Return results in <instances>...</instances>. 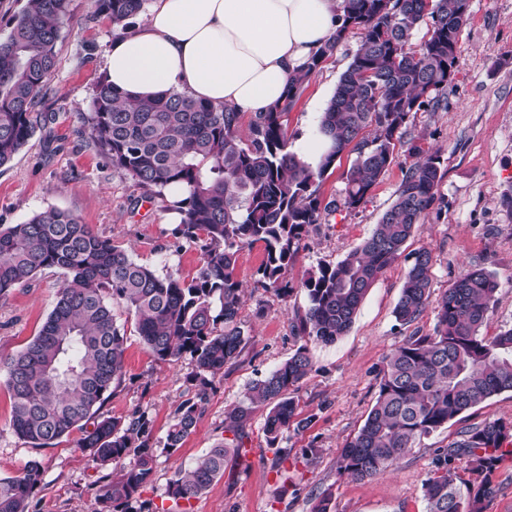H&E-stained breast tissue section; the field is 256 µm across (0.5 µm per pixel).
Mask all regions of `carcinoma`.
Returning a JSON list of instances; mask_svg holds the SVG:
<instances>
[{"instance_id": "carcinoma-1", "label": "carcinoma", "mask_w": 512, "mask_h": 512, "mask_svg": "<svg viewBox=\"0 0 512 512\" xmlns=\"http://www.w3.org/2000/svg\"><path fill=\"white\" fill-rule=\"evenodd\" d=\"M147 0H96L115 25H127ZM68 0H27L0 42V166L12 161L46 116L37 111L56 65L57 43ZM342 24L305 68L290 77L285 102L248 120L185 94L141 100L120 95L107 80L98 84L92 110L80 113L95 147L158 196L183 188L172 207L181 215L173 235L199 246L202 265L186 280L159 274L93 232L72 213L50 209L22 224H0V296L46 269L66 276L38 334L10 359L6 388L12 429L36 448L54 444L74 429L89 459L101 468L100 503L131 506L151 481L157 448L151 421L102 416L99 411L124 375V332L115 310L134 317L136 329L161 362L186 355L195 362L189 381L196 399L177 409L162 451L172 454L194 431L206 396V374L235 363L247 343L238 320L243 303L236 279L237 251L261 242L266 260L258 270L264 287L286 297L283 275L302 234L321 219L318 195L324 175L346 150L356 159L346 175L343 205L356 208L394 160L399 131L410 115L441 106L456 64L459 35L469 0H343ZM425 40L413 47L415 33ZM361 45L342 74L318 126L325 151L311 165L289 151L283 118L322 62L349 29ZM440 156L425 154L405 172L392 205L373 233L335 264L324 263L302 283L307 305L299 334L332 343L351 327L369 289L404 251L407 240L437 201ZM431 252L415 254L395 307L403 325L417 320L432 295ZM498 282L482 268L464 270L436 299L432 333L411 336L385 359L376 378L374 405L354 438L342 448L338 471L365 479L392 467L408 449L449 421L502 392H512V328L481 335ZM313 369L307 345L256 380L249 404L227 412L224 431L233 435L195 465L179 471L168 497L190 500L224 475L241 451V424L254 407L266 409L263 431L276 448L295 420V391ZM512 438V424L489 422L467 429L442 452L424 485L429 512H480L497 488L488 479L477 490L457 484L452 464L466 454L474 470L490 472L495 455ZM132 461H127L128 457ZM42 482L38 463L0 478V512H32Z\"/></svg>"}]
</instances>
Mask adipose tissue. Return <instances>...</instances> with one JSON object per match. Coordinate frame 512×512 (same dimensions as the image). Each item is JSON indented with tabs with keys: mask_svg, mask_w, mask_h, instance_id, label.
Masks as SVG:
<instances>
[{
	"mask_svg": "<svg viewBox=\"0 0 512 512\" xmlns=\"http://www.w3.org/2000/svg\"><path fill=\"white\" fill-rule=\"evenodd\" d=\"M342 0H152L104 53L122 96L184 93L249 118L283 102L291 74L335 34Z\"/></svg>",
	"mask_w": 512,
	"mask_h": 512,
	"instance_id": "ef3b65f1",
	"label": "adipose tissue"
}]
</instances>
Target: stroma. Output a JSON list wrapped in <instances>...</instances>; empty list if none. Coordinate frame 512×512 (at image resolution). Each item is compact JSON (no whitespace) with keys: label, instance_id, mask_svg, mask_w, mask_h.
I'll return each mask as SVG.
<instances>
[{"label":"stroma","instance_id":"35a3bbf8","mask_svg":"<svg viewBox=\"0 0 512 512\" xmlns=\"http://www.w3.org/2000/svg\"><path fill=\"white\" fill-rule=\"evenodd\" d=\"M116 32L95 0H68L56 66L39 106L50 121L0 167V224H20L50 208L67 210L139 263L189 279L201 255L174 237L180 214L114 168L79 120L92 107L104 77V51ZM360 44L359 31H348L305 84L284 117L290 151L314 157L321 115ZM420 150L440 157L438 200L401 257L370 288L349 331L334 343L308 345L314 367L296 399L298 416L309 419V426L288 429L274 450L263 432L265 411L255 409L245 424L241 455L223 476L196 498L167 499V484L176 473L223 442L225 413L244 402L252 381L303 344L294 329L296 312L307 304L302 281L319 264L343 259L373 232ZM423 248L433 256V294H441L465 268H483L496 278L498 290L481 333L512 328V0H470L444 106L416 112L402 127L395 159L364 204L326 214L309 227L285 275L294 288L289 299L255 285L266 259L263 243L239 250L235 276L246 290L239 318L248 342L234 364L209 376L194 432L174 455H157L153 480L141 488L139 503L165 512H310L328 489L332 512H428L423 484L436 469L439 451L459 440L463 429L493 421L512 424V392L449 421L383 474L353 480L337 472L343 446L375 402L376 375L385 357L406 336L434 328L431 307L408 325L394 315L413 254ZM64 279L62 270L50 269L0 298V478L20 475L38 462L43 488L34 500L36 512H98L101 472L77 447L78 433L43 448L19 439L5 386L7 362L37 334ZM116 318L125 330V376L101 412L124 419L147 414L153 442L163 441L178 406L197 392L188 381L195 365L188 357L154 360L133 317L120 310Z\"/></svg>","mask_w":512,"mask_h":512}]
</instances>
